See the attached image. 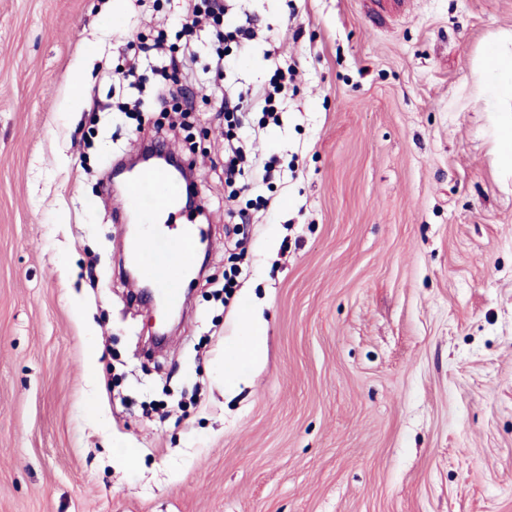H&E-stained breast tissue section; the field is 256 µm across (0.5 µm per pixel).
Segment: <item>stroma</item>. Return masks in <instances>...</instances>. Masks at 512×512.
I'll return each mask as SVG.
<instances>
[{"label": "stroma", "instance_id": "stroma-1", "mask_svg": "<svg viewBox=\"0 0 512 512\" xmlns=\"http://www.w3.org/2000/svg\"><path fill=\"white\" fill-rule=\"evenodd\" d=\"M186 7L0 0V512H512V112L471 80L512 0H237L260 36L221 77L196 31L178 120L128 43ZM278 65L279 125L240 130L275 178L229 237L213 107ZM156 141L208 214L161 350L109 182Z\"/></svg>", "mask_w": 512, "mask_h": 512}]
</instances>
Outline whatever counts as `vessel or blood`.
<instances>
[{"mask_svg": "<svg viewBox=\"0 0 512 512\" xmlns=\"http://www.w3.org/2000/svg\"><path fill=\"white\" fill-rule=\"evenodd\" d=\"M181 188L175 180L157 168L139 172L128 189L127 205L139 212L150 230L132 237L128 250L140 264L144 275L171 303L182 299V271L194 251L199 229L190 228L181 239H169L161 227V218L178 212Z\"/></svg>", "mask_w": 512, "mask_h": 512, "instance_id": "obj_1", "label": "vessel or blood"}]
</instances>
